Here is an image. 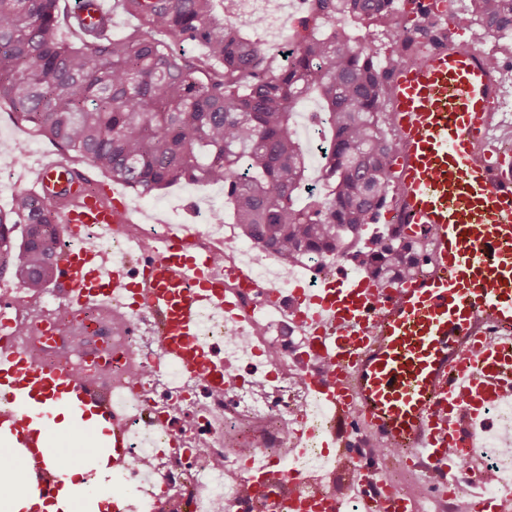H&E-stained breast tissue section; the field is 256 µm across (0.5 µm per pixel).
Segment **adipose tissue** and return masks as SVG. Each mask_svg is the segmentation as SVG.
<instances>
[{
    "mask_svg": "<svg viewBox=\"0 0 512 512\" xmlns=\"http://www.w3.org/2000/svg\"><path fill=\"white\" fill-rule=\"evenodd\" d=\"M58 446L55 460L61 461L59 477L62 488L56 498H39L30 489L26 468L10 443L0 444V512H112L111 489L89 491L81 468L67 465L70 457L80 456V436L70 418L54 423Z\"/></svg>",
    "mask_w": 512,
    "mask_h": 512,
    "instance_id": "ef3b65f1",
    "label": "adipose tissue"
}]
</instances>
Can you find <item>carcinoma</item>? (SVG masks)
<instances>
[{"label": "carcinoma", "mask_w": 512, "mask_h": 512, "mask_svg": "<svg viewBox=\"0 0 512 512\" xmlns=\"http://www.w3.org/2000/svg\"><path fill=\"white\" fill-rule=\"evenodd\" d=\"M224 0H115L137 26L95 36L72 23L58 35L59 0H0V107L61 153L141 196L185 181L224 189L230 211L252 245L291 263L343 255L396 193L390 172L396 141L383 115L391 96L394 56L409 44L454 36L442 15L404 25L380 62L378 28L401 0H305L309 19L293 40L291 60L275 56L241 28L224 22ZM512 37V0H470L471 23ZM165 33L168 39H158ZM200 48L189 55L183 44ZM318 101L311 124L327 128L320 157L323 194L303 192L310 147L294 131L296 108ZM21 242L0 237V260L27 288L56 272L60 241L51 205L15 196ZM417 245L392 240L370 253L373 274L400 271Z\"/></svg>", "instance_id": "carcinoma-1"}]
</instances>
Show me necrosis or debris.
<instances>
[{"label":"necrosis or debris","instance_id":"4bbe7bcc","mask_svg":"<svg viewBox=\"0 0 512 512\" xmlns=\"http://www.w3.org/2000/svg\"><path fill=\"white\" fill-rule=\"evenodd\" d=\"M229 19L257 23L259 31L282 27V0H225ZM155 224H116L104 232L88 227L85 248L109 254L136 274L154 249ZM196 249L209 251L214 270L238 256L235 225L207 217L201 224H173ZM247 270L267 287L319 284L340 267L360 275L363 259L329 256L285 265L260 248L246 251ZM226 296L248 307L244 320H225L221 309L203 306L197 342L224 370V383L168 356L158 314L133 306L117 288L108 302L75 309L55 289L24 288L0 275V352H19L37 367H60L106 393L112 400V432L127 453L113 462L112 478L124 486L121 512H264L250 484L255 468L275 464L280 476L304 473L303 494L332 500L335 512H356L354 493L337 489L342 451L325 447L336 422L319 404L297 355L302 337H284L264 296L224 284ZM497 425L478 426V437L459 471L448 474L464 495L474 490L512 505V405L495 408ZM495 474L481 486L469 480L472 460ZM383 472L391 485L411 494L418 512H457L455 499L432 498L423 489L437 470L408 464L400 452L387 454Z\"/></svg>","mask_w":512,"mask_h":512}]
</instances>
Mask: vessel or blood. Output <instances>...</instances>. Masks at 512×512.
<instances>
[{
    "label": "vessel or blood",
    "instance_id": "b4317fda",
    "mask_svg": "<svg viewBox=\"0 0 512 512\" xmlns=\"http://www.w3.org/2000/svg\"><path fill=\"white\" fill-rule=\"evenodd\" d=\"M80 26L111 23L109 0H80ZM391 118L400 150L391 170L398 195L396 222L403 240H429V264L417 275L381 282L370 275L338 273L296 306L287 291L272 297L289 331L304 336L302 362L315 392L342 421L337 446L346 448L359 485L358 512H413L411 497L375 479L379 462L361 451L357 436L450 471L473 445V422L489 408L512 401V171L489 142L501 102L496 69L479 49L436 42L391 78ZM32 192L48 199L55 223L73 244L57 257L56 287L76 305H94L127 276L109 256L85 250L86 227L132 223L120 189L94 188L92 173L43 157L28 169ZM137 277L136 299L160 311L165 348L182 366L223 382L197 345L202 305L230 319L239 308L224 282L252 287L240 267L213 273L210 254L164 237ZM6 376L0 396V434L21 449L30 488L45 499L59 492L48 477L49 449L32 418H50L57 407L75 418L92 414L112 422L109 398L65 370L31 366L23 356L0 357ZM274 512H330L328 502L292 494Z\"/></svg>",
    "mask_w": 512,
    "mask_h": 512
}]
</instances>
